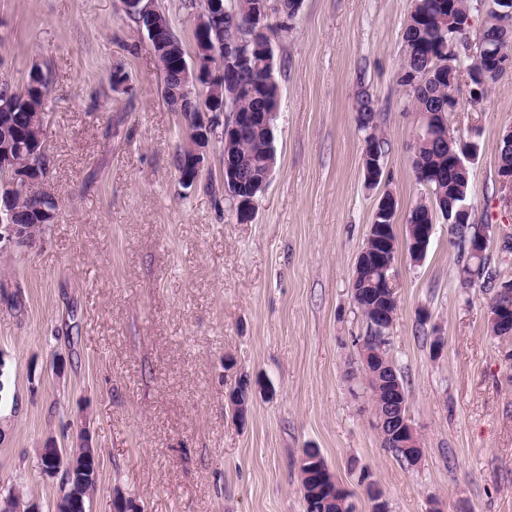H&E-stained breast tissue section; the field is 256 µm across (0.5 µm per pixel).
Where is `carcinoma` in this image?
<instances>
[{
	"label": "carcinoma",
	"mask_w": 512,
	"mask_h": 512,
	"mask_svg": "<svg viewBox=\"0 0 512 512\" xmlns=\"http://www.w3.org/2000/svg\"><path fill=\"white\" fill-rule=\"evenodd\" d=\"M472 0H413L406 19L403 41L405 53L399 70V85L408 91L412 111L431 114L428 128L414 134L415 155L413 169L416 180L427 189V196L419 199L410 210L409 224H432L441 214L450 225V231L459 241L466 261L459 269V278L466 287H479L493 292L496 301L500 287L512 284V279L488 270L487 257L470 253L467 242L476 225L470 214L460 211L468 204L470 171L448 165V153L460 152L462 144L449 136L448 107H457L459 84L450 67H468L474 60L467 55L470 43L466 21L471 16ZM128 17L144 27L158 29V39L152 46L160 71L164 76V99L168 106L179 105L182 112L197 111L196 97L176 98L180 89V70L173 67L170 57H182L185 51L174 34L166 13L156 9L146 15L126 10ZM241 86L236 93L226 89L230 112H266L267 125L241 135L237 140L224 142V166L241 167L246 176L256 182L261 192L266 162L276 158L274 122L278 103V85L263 51L253 54L251 66L237 79ZM46 79L41 71L31 72L29 82L21 89L6 79H0V148L11 149L17 169L0 170V192L13 194V206L18 209L17 222L28 225L32 237H40L48 223V216L32 209L18 190H9L15 176L26 174L41 162V149L35 140V130L45 119ZM360 129L368 132L366 146L384 148V140L376 134V110L370 99L359 102ZM366 326V350L359 357L369 358V368H361L373 405L382 410L388 384L398 380L402 389L407 381L399 373L391 353V338L382 339L374 331L373 300L364 298L356 302Z\"/></svg>",
	"instance_id": "carcinoma-1"
}]
</instances>
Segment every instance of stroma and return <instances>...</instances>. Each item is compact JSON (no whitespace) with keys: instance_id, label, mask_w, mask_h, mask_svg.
Returning <instances> with one entry per match:
<instances>
[{"instance_id":"1","label":"stroma","mask_w":512,"mask_h":512,"mask_svg":"<svg viewBox=\"0 0 512 512\" xmlns=\"http://www.w3.org/2000/svg\"><path fill=\"white\" fill-rule=\"evenodd\" d=\"M411 7L301 0L273 40L276 164L241 221L224 199L221 145L196 184H180L184 124L122 0H0V78L21 87L37 69L47 81L43 188L58 203L40 242L0 253L1 491L51 512L60 480L39 473L37 450L69 447L85 412L100 452L87 512H111L117 489L143 512H306V448L320 450L354 512H371L363 469L389 512H512V360L488 326L490 294L459 283L461 249L443 219L420 261L402 248L394 266L391 353L418 465L384 447L353 343L365 324L351 284L378 200L394 194L401 239L424 191L397 81ZM364 95L386 142L374 187ZM448 125L479 145L470 221L489 225L488 267L511 278L501 244L512 206L497 170L512 73L477 104L461 85ZM241 379L251 384L242 422L229 403Z\"/></svg>"}]
</instances>
